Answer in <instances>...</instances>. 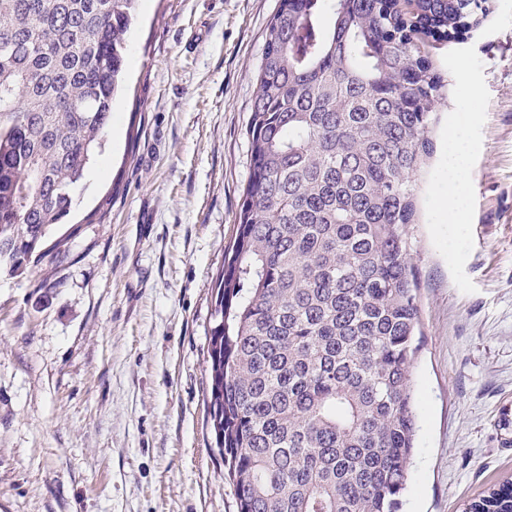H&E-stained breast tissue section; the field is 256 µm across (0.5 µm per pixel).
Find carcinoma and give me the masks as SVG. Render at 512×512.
Segmentation results:
<instances>
[{"label": "carcinoma", "instance_id": "obj_1", "mask_svg": "<svg viewBox=\"0 0 512 512\" xmlns=\"http://www.w3.org/2000/svg\"><path fill=\"white\" fill-rule=\"evenodd\" d=\"M138 0H0V268L70 215L102 146ZM488 0H280L250 175L214 281L208 424L238 512H399L422 347L414 176L442 77L422 38ZM465 512H512V480Z\"/></svg>", "mask_w": 512, "mask_h": 512}]
</instances>
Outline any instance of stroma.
I'll return each instance as SVG.
<instances>
[{"label": "stroma", "instance_id": "1", "mask_svg": "<svg viewBox=\"0 0 512 512\" xmlns=\"http://www.w3.org/2000/svg\"><path fill=\"white\" fill-rule=\"evenodd\" d=\"M279 2L138 0L118 121L51 232L66 253L0 271V512H238L206 334ZM428 58L446 87L414 177L424 344L403 512H464L512 478V0ZM459 125L452 225L438 203ZM453 139L455 147L448 154L447 193L441 199L440 206L447 211L449 224H461V213L465 207L463 186L467 176L464 133L461 128L454 130Z\"/></svg>", "mask_w": 512, "mask_h": 512}]
</instances>
